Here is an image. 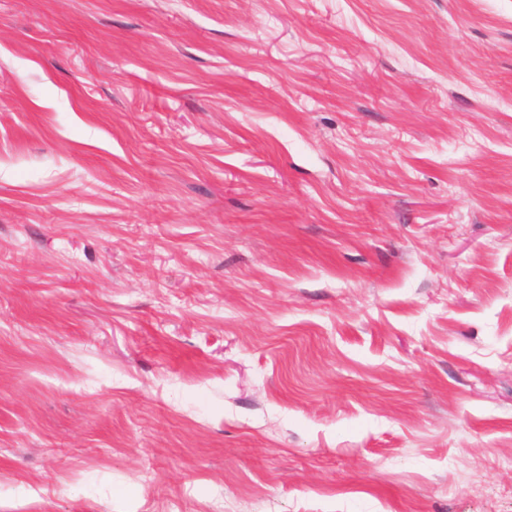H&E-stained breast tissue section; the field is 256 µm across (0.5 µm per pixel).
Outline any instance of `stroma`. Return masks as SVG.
I'll list each match as a JSON object with an SVG mask.
<instances>
[{"label": "stroma", "mask_w": 512, "mask_h": 512, "mask_svg": "<svg viewBox=\"0 0 512 512\" xmlns=\"http://www.w3.org/2000/svg\"><path fill=\"white\" fill-rule=\"evenodd\" d=\"M0 512H512V0H0Z\"/></svg>", "instance_id": "stroma-1"}]
</instances>
